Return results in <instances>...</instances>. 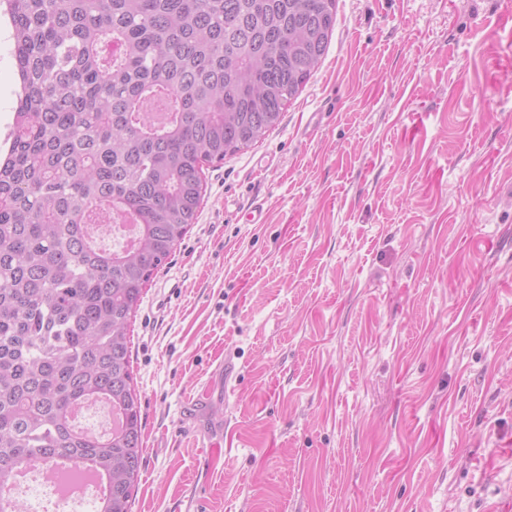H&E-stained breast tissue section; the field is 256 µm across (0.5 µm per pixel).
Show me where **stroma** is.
I'll return each instance as SVG.
<instances>
[{
  "instance_id": "stroma-1",
  "label": "stroma",
  "mask_w": 512,
  "mask_h": 512,
  "mask_svg": "<svg viewBox=\"0 0 512 512\" xmlns=\"http://www.w3.org/2000/svg\"><path fill=\"white\" fill-rule=\"evenodd\" d=\"M505 2L337 0L279 125L208 167L130 322L132 512H512Z\"/></svg>"
}]
</instances>
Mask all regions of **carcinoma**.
I'll return each instance as SVG.
<instances>
[{
  "label": "carcinoma",
  "mask_w": 512,
  "mask_h": 512,
  "mask_svg": "<svg viewBox=\"0 0 512 512\" xmlns=\"http://www.w3.org/2000/svg\"><path fill=\"white\" fill-rule=\"evenodd\" d=\"M21 78L0 154V485L36 462L130 512L142 452L129 325L196 220L203 168L280 123L327 53L337 0H7ZM132 224L106 252L86 227ZM102 401L109 436L70 413Z\"/></svg>",
  "instance_id": "obj_1"
}]
</instances>
